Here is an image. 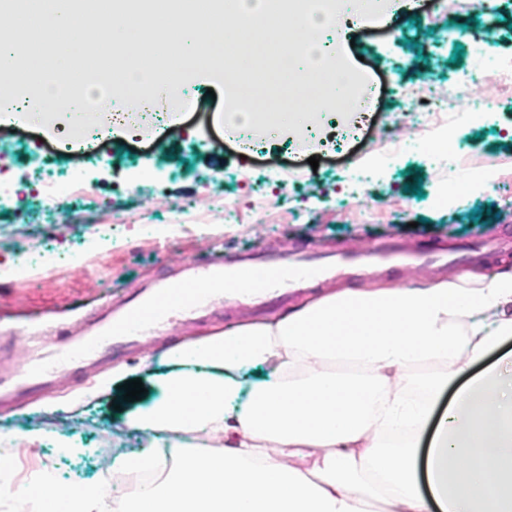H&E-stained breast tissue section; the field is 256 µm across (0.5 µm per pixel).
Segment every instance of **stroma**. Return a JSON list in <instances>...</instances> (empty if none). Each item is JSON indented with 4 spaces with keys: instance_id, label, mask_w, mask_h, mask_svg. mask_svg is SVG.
<instances>
[{
    "instance_id": "35a3bbf8",
    "label": "stroma",
    "mask_w": 512,
    "mask_h": 512,
    "mask_svg": "<svg viewBox=\"0 0 512 512\" xmlns=\"http://www.w3.org/2000/svg\"><path fill=\"white\" fill-rule=\"evenodd\" d=\"M435 2L417 0L409 18L390 32L345 49L373 84V133L392 126L400 110V86L436 83L439 93L454 100L458 115L469 98L492 92L478 78L461 87L449 79L462 70L488 68L501 49L512 48V0H496L491 14L496 39L489 45L476 39L489 14L463 11L458 18L463 55L456 64L451 61L453 47L435 44L417 22L418 17H432L447 26ZM209 84L203 77L187 87L202 100L198 111L152 130L140 143L111 134L97 144L94 159L81 155L53 162V128L0 122V358L5 362H24L33 332L46 331L60 339L74 335L101 306L122 305L146 285L175 282L190 263L196 274H204L218 254L232 258L277 245L291 263L314 252L356 251L379 242L428 256L451 246L475 245L477 258L452 273L490 276L502 266H512V138L500 133L502 126L512 125V95L502 100L497 116L471 117L456 129L463 152L459 165L493 166L501 180L468 201L441 206L436 198L447 191L448 182L434 167L438 152L421 140L412 124L402 130L408 144L403 157L389 161L364 144L350 154L320 156L318 167H305L303 179L278 188L279 171L294 162L287 149L289 134L271 137L270 152L257 156L243 151L218 128L221 102L208 95ZM359 157L373 165L375 178L358 189L353 177ZM68 170L83 182L87 199L63 196L51 215L23 205L24 194L39 189L50 175ZM415 184L420 193H412ZM280 189L290 207L305 211L303 220H288L279 206L270 204L261 210L243 209L235 223H224L225 199H258ZM353 189L375 210L373 223L337 221L336 207ZM186 202L193 205L196 219L176 223V209ZM107 224L112 227L108 233L103 230ZM20 227L30 231L26 244L32 252L54 248L61 254L59 261L19 274L14 233ZM451 272L442 268L435 275L444 278ZM423 273L415 265L355 269L312 285L284 288L256 303L220 299L189 318L171 315L159 336L118 348L112 359L93 367L60 372L51 387L31 391L14 407H0V445L17 432L39 430L43 445L23 462L22 476L48 467L63 481L83 486L101 473L103 464H115L119 453L147 440L118 419L112 407L118 387L93 390L114 366L156 360L180 338L261 320L345 284L403 287Z\"/></svg>"
}]
</instances>
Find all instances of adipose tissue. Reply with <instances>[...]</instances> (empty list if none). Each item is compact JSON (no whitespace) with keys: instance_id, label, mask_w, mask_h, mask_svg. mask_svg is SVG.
Returning a JSON list of instances; mask_svg holds the SVG:
<instances>
[{"instance_id":"1","label":"adipose tissue","mask_w":512,"mask_h":512,"mask_svg":"<svg viewBox=\"0 0 512 512\" xmlns=\"http://www.w3.org/2000/svg\"><path fill=\"white\" fill-rule=\"evenodd\" d=\"M512 268L492 277L420 278L346 288L259 322L183 340L159 358V395L123 422L147 434L83 490L43 471L5 478L8 512H512ZM498 358L484 363V356ZM480 372L470 373L475 362ZM421 363L467 373L435 416L442 381ZM264 369L257 381L244 371ZM431 438L426 451L417 439ZM204 436L207 452L188 450ZM165 469L163 482L142 476Z\"/></svg>"}]
</instances>
